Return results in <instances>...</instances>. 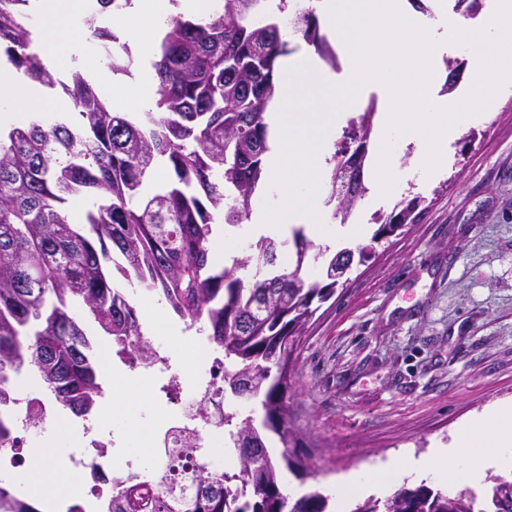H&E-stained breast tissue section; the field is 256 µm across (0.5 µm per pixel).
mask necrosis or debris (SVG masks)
<instances>
[{
	"mask_svg": "<svg viewBox=\"0 0 512 512\" xmlns=\"http://www.w3.org/2000/svg\"><path fill=\"white\" fill-rule=\"evenodd\" d=\"M203 359L198 373L190 375L173 363L174 352L165 343L151 341L152 357L149 363L138 365L139 373L151 378H162L170 403L176 407L163 429L153 430L147 444L154 450L152 469H160L168 452L190 441L196 450L192 468L195 473L208 474L223 479L225 474L236 471L235 461L225 460L224 449L229 441L224 429V414L230 406L224 401V356L207 337L192 334L189 337ZM56 410L45 393L17 395L8 417L12 447L21 449L23 460H30V448L36 435L45 432ZM83 450L71 456V468L94 481L115 486L119 478L139 475L140 470L131 466L122 475L112 471L109 451L111 441L102 432L97 419L91 418L82 426Z\"/></svg>",
	"mask_w": 512,
	"mask_h": 512,
	"instance_id": "necrosis-or-debris-1",
	"label": "necrosis or debris"
}]
</instances>
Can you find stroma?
<instances>
[{
    "label": "stroma",
    "mask_w": 512,
    "mask_h": 512,
    "mask_svg": "<svg viewBox=\"0 0 512 512\" xmlns=\"http://www.w3.org/2000/svg\"><path fill=\"white\" fill-rule=\"evenodd\" d=\"M412 147L396 144L404 195L423 198L416 223L353 264L335 296L310 323L291 372L290 414L304 437L316 478L284 473L290 498L376 463L404 461L447 446L468 420L512 405V86L448 146L441 174L421 185L408 172ZM124 389L129 415L104 417L121 437L113 463L133 459V432L157 427V387L128 369L103 371L102 392ZM82 446L80 420L47 432L57 467ZM396 474L386 487H353L337 499L351 512L369 499L413 488Z\"/></svg>",
    "instance_id": "1"
}]
</instances>
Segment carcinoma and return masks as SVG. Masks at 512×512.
Here are the masks:
<instances>
[{"instance_id": "obj_1", "label": "carcinoma", "mask_w": 512, "mask_h": 512, "mask_svg": "<svg viewBox=\"0 0 512 512\" xmlns=\"http://www.w3.org/2000/svg\"><path fill=\"white\" fill-rule=\"evenodd\" d=\"M0 0V57L48 89L61 86L82 123L32 121L0 129V458L9 448L1 419L14 402L11 375L36 372L51 399L77 417L96 411L101 394L97 345L85 321L97 325L134 365L150 360L135 307L114 277L159 295L188 327L203 329L224 352V395L257 400L261 419L227 414L242 480L210 484L197 476L188 499L169 491L144 497L132 486L102 503V512H331L318 489L291 501L281 491L288 471L315 477L308 460L291 455L301 441L289 413L291 367L307 325L336 294V262L352 250L330 249L298 228L292 241L259 239L232 267L215 268L209 253L214 213L243 223L266 176L270 151L265 122L279 93V59L302 42L329 66L336 53L312 8L291 21L290 0H224L209 22L172 17L154 63L157 111L133 122L108 108L79 70L69 83L48 69L34 47L26 7ZM482 0H457L456 12L474 18ZM84 24L115 73L131 58L119 35ZM373 108L348 120L328 159L323 181L332 217L345 224L365 198ZM164 186L144 198L141 188L159 162ZM93 199L83 224L63 211L71 196ZM422 197L402 198L388 215L373 216L377 230L357 249L358 262L375 244L415 222ZM293 244L292 267L275 270ZM318 267L311 277L306 270ZM252 268L247 278L238 270ZM278 443L282 451L271 454ZM194 449L171 460L169 482L188 470ZM0 512H40L16 487L0 481ZM350 512H512V471L487 473L482 487H400L385 501L369 499Z\"/></svg>"}]
</instances>
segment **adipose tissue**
<instances>
[{"mask_svg":"<svg viewBox=\"0 0 512 512\" xmlns=\"http://www.w3.org/2000/svg\"><path fill=\"white\" fill-rule=\"evenodd\" d=\"M134 9L126 16L115 18L124 38L140 53L142 59L153 57L157 44L156 31L166 26L173 11L206 19L220 9V0H133ZM89 0H37L36 24L40 47L46 58L64 69L88 58L86 37L80 19ZM61 104L44 97L36 84L21 79L0 81V122L23 123L32 113L53 114ZM512 447V407L496 408L460 432L448 447L435 455L412 463L411 473L430 475L455 484L482 472L492 461V449ZM24 492L37 495L54 490L58 498L69 497L73 488L71 477L49 465L27 469L16 478Z\"/></svg>","mask_w":512,"mask_h":512,"instance_id":"obj_1","label":"adipose tissue"}]
</instances>
